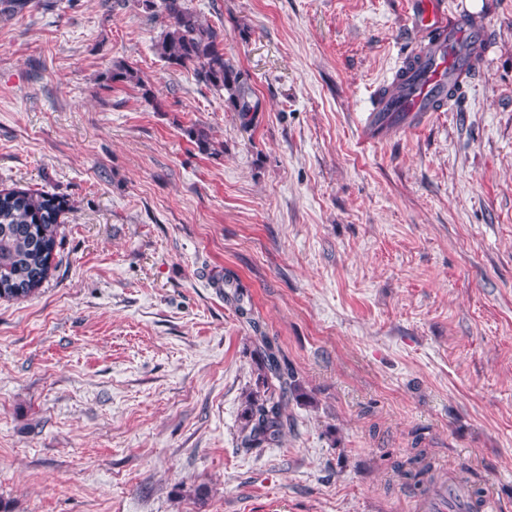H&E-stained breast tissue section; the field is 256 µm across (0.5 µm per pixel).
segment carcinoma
<instances>
[{"mask_svg":"<svg viewBox=\"0 0 512 512\" xmlns=\"http://www.w3.org/2000/svg\"><path fill=\"white\" fill-rule=\"evenodd\" d=\"M137 6L147 19L160 22L162 32L156 44L160 57L173 67L193 68L199 81L226 93L243 125H250L259 111V103L253 99L245 74L224 59V32L202 21L190 0H137ZM464 25L473 27L476 19L467 17L449 32L431 34L430 43L448 44ZM482 50L483 44L477 40L458 45L457 53L469 58L468 75L475 74ZM420 62L418 55L406 60L396 72L391 88L381 91V98H403L411 74ZM106 80L138 88L146 100L153 97L140 72L125 63L113 64ZM186 133L198 151L208 154L214 149L205 128L195 126ZM68 209V200L56 194L18 186L0 189V300L30 297L48 279L54 268L61 216ZM242 296L238 289L224 294L226 300L237 305L255 333L252 355L256 388L244 395L239 431L240 448L249 452L282 441L291 427L290 402L305 397V391L279 346L261 331L241 305ZM420 443L418 435L413 452L394 461L393 471L403 485L426 495L435 490V470Z\"/></svg>","mask_w":512,"mask_h":512,"instance_id":"carcinoma-1","label":"carcinoma"}]
</instances>
